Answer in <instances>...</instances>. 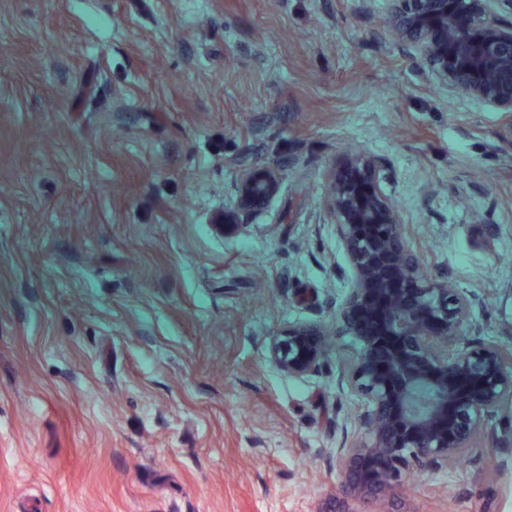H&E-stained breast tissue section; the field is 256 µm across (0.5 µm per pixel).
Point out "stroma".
<instances>
[{
	"label": "stroma",
	"instance_id": "stroma-1",
	"mask_svg": "<svg viewBox=\"0 0 512 512\" xmlns=\"http://www.w3.org/2000/svg\"><path fill=\"white\" fill-rule=\"evenodd\" d=\"M391 0H0V512H314L358 401L269 346L332 331L351 272L326 209L349 152L433 275L512 343V114L448 92ZM277 189L221 233L242 180ZM409 487L512 512V451ZM324 331L316 323L288 327L270 345L276 366L288 376L304 377L315 373L322 362L326 343Z\"/></svg>",
	"mask_w": 512,
	"mask_h": 512
}]
</instances>
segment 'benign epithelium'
<instances>
[{
  "mask_svg": "<svg viewBox=\"0 0 512 512\" xmlns=\"http://www.w3.org/2000/svg\"><path fill=\"white\" fill-rule=\"evenodd\" d=\"M512 0H392L390 29L451 92L512 114ZM270 173L250 175L220 229L232 233L275 192ZM328 213L352 272L336 304V335L361 345L336 379L358 399L362 430L344 434L339 485L315 512H415L404 489L447 469L471 448L507 445L491 424L512 404V345L466 340L472 298L448 275L428 274L383 187L378 161L360 153L333 172ZM326 351L315 323L288 327L270 354L293 377L315 373Z\"/></svg>",
  "mask_w": 512,
  "mask_h": 512,
  "instance_id": "benign-epithelium-1",
  "label": "benign epithelium"
}]
</instances>
